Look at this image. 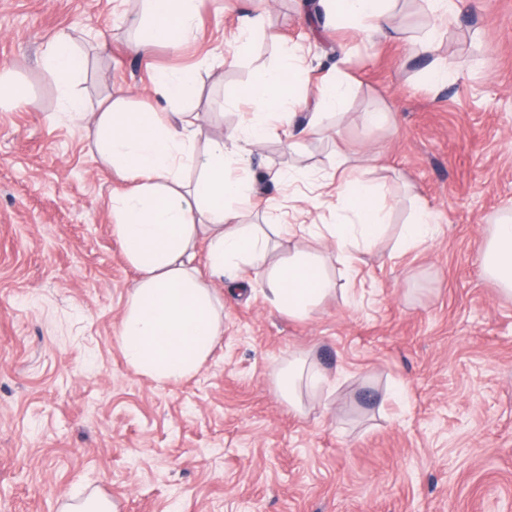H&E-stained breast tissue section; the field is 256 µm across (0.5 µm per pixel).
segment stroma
<instances>
[{
  "label": "stroma",
  "mask_w": 512,
  "mask_h": 512,
  "mask_svg": "<svg viewBox=\"0 0 512 512\" xmlns=\"http://www.w3.org/2000/svg\"><path fill=\"white\" fill-rule=\"evenodd\" d=\"M311 0H198L179 47L130 52L142 0H0V76L27 104L0 102V512H56L60 500L119 496L122 512H512V298L480 265L493 224L512 213V0H468L438 17L428 0H393L387 34L321 16ZM266 29L236 43L241 16ZM70 37L84 61L62 109L48 46ZM433 39L428 54L415 47ZM300 49L307 99L244 170L247 224L343 221L332 197L272 170L334 171L337 152L384 186L388 229L307 317L260 291L211 281L223 332L197 373L159 383L126 362L119 340L139 278L112 230L122 183L87 125L102 105L164 108L155 92L188 72L179 106L199 148L237 131V90ZM447 70L446 79L433 77ZM350 94L321 118L317 89ZM383 112L379 126L360 116ZM436 233L395 251L414 200ZM305 356L328 382L291 409L271 371Z\"/></svg>",
  "instance_id": "35a3bbf8"
}]
</instances>
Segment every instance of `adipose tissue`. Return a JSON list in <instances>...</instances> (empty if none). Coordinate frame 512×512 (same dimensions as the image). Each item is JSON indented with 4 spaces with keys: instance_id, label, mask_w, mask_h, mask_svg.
I'll return each instance as SVG.
<instances>
[{
    "instance_id": "adipose-tissue-1",
    "label": "adipose tissue",
    "mask_w": 512,
    "mask_h": 512,
    "mask_svg": "<svg viewBox=\"0 0 512 512\" xmlns=\"http://www.w3.org/2000/svg\"><path fill=\"white\" fill-rule=\"evenodd\" d=\"M150 21L147 32L131 44L148 51L159 40L178 46L191 36L197 21V0H144ZM335 17L368 23L384 30L390 21L388 0H329ZM54 76L62 107L82 113L73 92L83 65L65 40L52 44L44 57ZM300 76L294 54L283 65L242 87L251 118L238 132L212 141L195 153L196 132L181 113L154 108H129L112 100L99 112L90 134L95 147L127 189L113 193L114 232L140 277L123 314L120 341L127 362L159 382H176L195 374L214 348L221 327L213 295L194 266L198 238L208 242L212 277L236 287L242 268L269 294L271 303L294 317L307 316L320 301L336 293V282L324 269L320 254L307 249L306 239L336 246L344 263L357 250L372 249L385 232L379 189L370 179L350 175V158L336 155L340 182L320 181L334 188L336 204L350 220L345 224H282L278 227L285 255L271 261V240L256 224H245L235 200L247 195L240 177L254 146L267 135L265 117L287 116ZM194 169L198 180L186 190L181 174ZM482 267L502 291L512 294V220L493 225L482 253Z\"/></svg>"
}]
</instances>
